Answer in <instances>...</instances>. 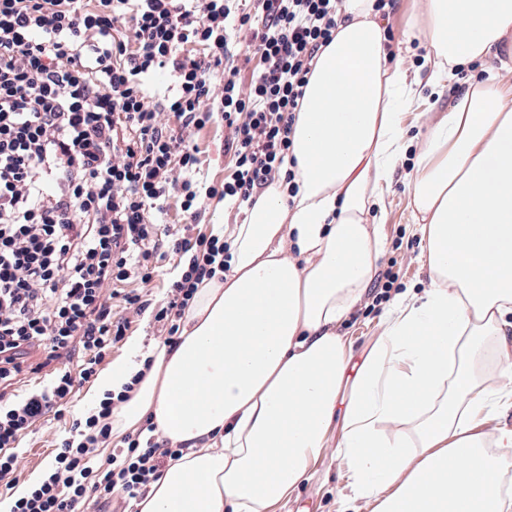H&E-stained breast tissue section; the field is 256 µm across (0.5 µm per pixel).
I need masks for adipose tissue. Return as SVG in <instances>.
<instances>
[{"instance_id": "ef3b65f1", "label": "adipose tissue", "mask_w": 512, "mask_h": 512, "mask_svg": "<svg viewBox=\"0 0 512 512\" xmlns=\"http://www.w3.org/2000/svg\"><path fill=\"white\" fill-rule=\"evenodd\" d=\"M512 0H422L404 36L429 72L390 62L374 0H348L312 62L292 127L298 192L226 227L230 269L199 285L175 348L132 339L96 395L133 384L112 436L181 449L136 512H271L335 448L372 512H512ZM469 74L415 154L409 206L431 284L400 298L359 364L336 332L382 252L369 215L407 151L402 114ZM339 440H332L333 423Z\"/></svg>"}]
</instances>
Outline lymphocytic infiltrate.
<instances>
[{
    "mask_svg": "<svg viewBox=\"0 0 512 512\" xmlns=\"http://www.w3.org/2000/svg\"><path fill=\"white\" fill-rule=\"evenodd\" d=\"M0 0V387L26 370L30 349L54 369L46 384L0 398V489L19 480L17 449L47 417L63 418L76 391L94 381L128 314L151 313L166 346L196 289L227 270L228 242L191 237L158 224L172 195L191 223L205 200L250 209L257 193L282 180V164L310 63L330 43L344 0ZM249 32L262 60L241 92L228 29ZM227 69L222 86L214 73ZM165 72L171 84L150 93ZM221 112L235 170L197 192L199 160L187 131ZM183 272L152 306L143 287L161 257ZM135 289H125V282ZM129 397L108 392L73 419L46 478L12 512H85L145 496L180 449L129 435L109 469L92 454L112 435V411Z\"/></svg>",
    "mask_w": 512,
    "mask_h": 512,
    "instance_id": "f902f5d3",
    "label": "lymphocytic infiltrate"
}]
</instances>
